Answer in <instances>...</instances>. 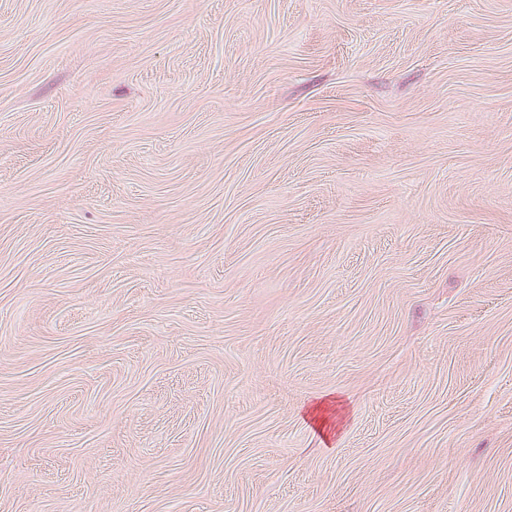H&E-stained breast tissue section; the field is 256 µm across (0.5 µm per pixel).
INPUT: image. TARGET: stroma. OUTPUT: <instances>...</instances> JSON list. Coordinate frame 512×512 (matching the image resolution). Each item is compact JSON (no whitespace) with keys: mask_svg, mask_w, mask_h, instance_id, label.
Instances as JSON below:
<instances>
[{"mask_svg":"<svg viewBox=\"0 0 512 512\" xmlns=\"http://www.w3.org/2000/svg\"><path fill=\"white\" fill-rule=\"evenodd\" d=\"M0 512H512V0H0Z\"/></svg>","mask_w":512,"mask_h":512,"instance_id":"stroma-1","label":"stroma"}]
</instances>
